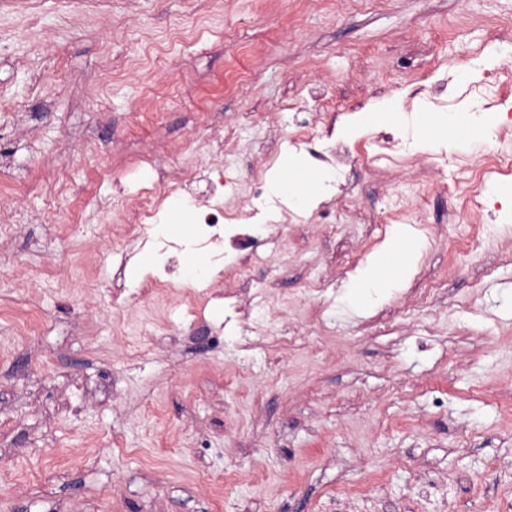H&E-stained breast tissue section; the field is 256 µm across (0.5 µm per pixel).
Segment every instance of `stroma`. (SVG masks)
<instances>
[{"mask_svg":"<svg viewBox=\"0 0 512 512\" xmlns=\"http://www.w3.org/2000/svg\"><path fill=\"white\" fill-rule=\"evenodd\" d=\"M512 0H37L0 7V112L11 144L0 168V225L17 209L37 221L0 237V512H497L512 505V176L482 187L483 211L450 215L447 186L492 145L462 149L439 134L476 124L493 94L484 69L458 70L499 49L493 27ZM448 82V104L415 99ZM403 113L370 124L385 103ZM354 158L338 198L290 204L268 224L263 264L216 269L177 252L185 288L247 289L267 303L258 337L223 305L176 354L150 352L121 373L113 323L148 316L98 302L86 279L133 288L163 267L152 248L123 269L112 228L124 202L162 175L204 167L186 143L224 127L238 135L222 162L241 177L228 213L250 209L248 181L297 169L290 193L317 176L291 145L318 136L320 112ZM409 141L406 161H376L366 136ZM97 150L82 154L83 142ZM162 151L165 167L151 165ZM82 183L84 202L44 196L52 176ZM205 181L168 198L174 239L195 228ZM109 199L112 211L96 212ZM421 221L403 286L362 312L338 308L348 277L385 245L379 218L412 202ZM86 240L61 246L60 224ZM42 287L24 293L30 269ZM69 292L58 291V283ZM437 284L430 306L422 288ZM317 296H309V289ZM95 330L108 350L91 351Z\"/></svg>","mask_w":512,"mask_h":512,"instance_id":"35a3bbf8","label":"stroma"}]
</instances>
